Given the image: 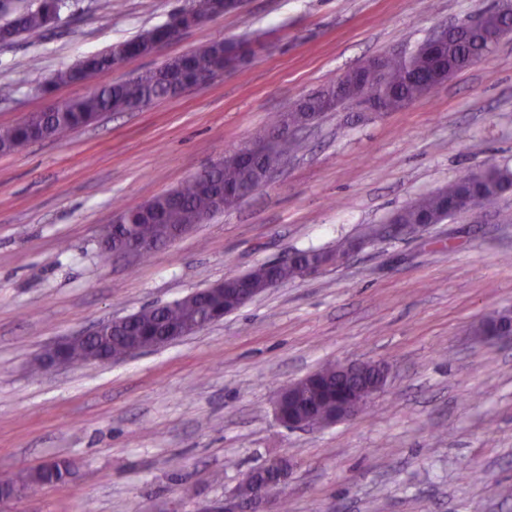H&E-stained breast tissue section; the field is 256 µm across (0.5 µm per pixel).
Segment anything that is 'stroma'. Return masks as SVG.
Segmentation results:
<instances>
[{"instance_id":"stroma-1","label":"stroma","mask_w":512,"mask_h":512,"mask_svg":"<svg viewBox=\"0 0 512 512\" xmlns=\"http://www.w3.org/2000/svg\"><path fill=\"white\" fill-rule=\"evenodd\" d=\"M193 0H70L37 41L0 44V127L260 31L236 71L55 140L0 154V470L51 459L72 477L0 512H203L249 470L287 459L286 512H512V190L395 238L364 241L467 172L512 168V34L484 61L381 115L327 113L297 131L272 182L149 258L99 246L123 207L181 186L301 98L411 49L494 0H244L155 55L51 86L84 56ZM364 245L268 289L202 331L106 364L37 367L60 339L180 300L297 249ZM377 361L383 390L351 419L288 429L281 387L328 363Z\"/></svg>"}]
</instances>
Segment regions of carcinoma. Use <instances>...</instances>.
Segmentation results:
<instances>
[{
	"instance_id": "obj_1",
	"label": "carcinoma",
	"mask_w": 512,
	"mask_h": 512,
	"mask_svg": "<svg viewBox=\"0 0 512 512\" xmlns=\"http://www.w3.org/2000/svg\"><path fill=\"white\" fill-rule=\"evenodd\" d=\"M67 6L68 0H38V5L34 9L17 10L12 8V0H0V14L10 16L9 20L0 24V35H7L13 40L24 35L38 38L59 20L61 12ZM482 17L485 32L472 31L451 40L442 47L435 58L423 53L409 56L394 53L386 57L385 68L381 72L366 69L359 76L347 75L351 84V94L362 96L369 101H379L389 112L408 106L424 96V86L428 78L439 71L458 73L468 68L470 58L478 54L482 48L484 33L500 31L501 19L495 8L485 10ZM162 34L164 27L159 25L128 40V43L136 48L137 54L148 55L156 36ZM240 47L241 43L231 39L215 41L190 52L188 63L185 65L174 60L162 69L148 70L132 79L65 100L43 113L40 118L43 136L49 139L60 138L75 128L93 123L104 112L134 111L155 101L170 98L175 88L186 79L183 70L187 69L198 77L209 74L219 67L233 69L244 59ZM111 68L112 56L108 50L86 57L78 66L58 71L52 83L81 84ZM328 111L330 108L325 106L322 95H310L304 103L288 112V125H302L309 112L324 114ZM28 139V129L22 124L1 128L0 152H14ZM249 180V170L237 163H226L208 175V181L220 184L245 185ZM467 187L471 188L469 209L483 208L512 188V171L495 167L485 172L463 176L448 183L447 187L413 201L403 209L400 219L405 224L415 226L420 224L424 217L431 216L437 218V222L440 223L444 221L443 204L456 199ZM172 195L171 200H156L155 214L145 213L141 205L123 209V212L129 215L137 240L144 243L159 242L171 228L194 224L203 216H214L212 199L197 179L193 178L180 188L172 190ZM296 254L295 262L288 265L272 269L264 263L257 266L249 275L251 287L264 292L272 280L285 283L302 276V264L310 257L321 254V251L306 249L298 250ZM237 301L238 290L228 288L211 294L208 307L211 312L220 314L234 309ZM203 314V308L196 307L193 300L183 298L170 305L141 310L133 317L127 332L155 335L191 326ZM127 340L126 336L116 335L106 336L89 344L76 345L71 348L69 358L74 364H85L89 349L97 346L112 352V358L120 359L125 357L124 347ZM378 371V364L364 363L354 375L343 378L336 373V366L326 365L306 379L300 394L315 401L316 414L321 417L329 414L335 406L336 386L347 387L358 402L362 398V392L376 380ZM70 473V464L64 460L56 461L52 471L43 474L35 471L22 479L3 472L0 473V489H11L23 484L31 490L42 484L62 482Z\"/></svg>"
}]
</instances>
